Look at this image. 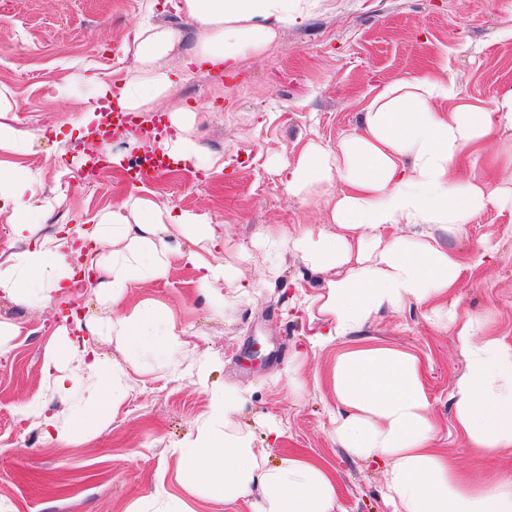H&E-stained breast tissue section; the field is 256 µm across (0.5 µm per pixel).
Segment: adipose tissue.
Masks as SVG:
<instances>
[{
	"instance_id": "1",
	"label": "adipose tissue",
	"mask_w": 512,
	"mask_h": 512,
	"mask_svg": "<svg viewBox=\"0 0 512 512\" xmlns=\"http://www.w3.org/2000/svg\"><path fill=\"white\" fill-rule=\"evenodd\" d=\"M175 9L195 28V59L229 66L245 53L264 51L281 28L305 18L304 0H177ZM180 46L179 30L144 28L136 37L134 69L122 83L98 82L81 101L75 130L100 122L114 106L123 112L155 109L182 80L165 64ZM169 119L174 135L153 141L152 149L184 169L223 170V157L191 134L197 112L179 110ZM505 134L512 135V90L488 107L458 100L439 67L425 68L384 87L366 105L359 131L333 147L309 143L294 162L279 164L293 197L332 190L327 223L291 231L265 224L254 234L269 252L298 254L311 271L325 274L321 291L300 300L316 314L315 349L356 335L375 314L409 302L430 305L446 319L466 360L454 389L457 426L489 459L512 447V343L486 336L479 319L449 305L465 264L438 233L462 230L491 207L512 209V180L493 186L461 173L464 160ZM35 138L18 127L0 93V213L8 212L19 240L0 260V297L17 304L51 302L92 286L112 309L86 323L84 336L56 334L47 342L46 389L72 395V415L60 419L36 402L21 410L47 442L64 443L92 435L116 417L132 374L152 363L172 365L190 344L169 308L151 299L128 305L131 286L166 280L178 263L192 268L194 284L209 302L221 289L245 294L250 285L217 259L233 242L226 224L210 212L158 201L139 186L64 235L26 243L27 232L57 203L56 196L38 192L40 176L23 161ZM184 240L190 249L181 248ZM100 336L117 341L125 363L100 357ZM72 362L77 371H69ZM330 384L336 439L349 454L385 465L390 512H512L511 473L491 488L478 487L435 447L437 423L418 355L362 342L339 353ZM245 403L236 389L212 391L195 433L173 448L182 486L204 487L210 499L224 504L252 499L253 512H340L333 477L318 460L292 452L266 468L250 440L231 431Z\"/></svg>"
}]
</instances>
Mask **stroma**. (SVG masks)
<instances>
[{"instance_id": "1", "label": "stroma", "mask_w": 512, "mask_h": 512, "mask_svg": "<svg viewBox=\"0 0 512 512\" xmlns=\"http://www.w3.org/2000/svg\"><path fill=\"white\" fill-rule=\"evenodd\" d=\"M308 16L281 29L261 54H246L238 67L213 69L193 63L195 31L168 0H0V85L21 127L40 131L25 162L41 173L44 190L64 196L38 236L84 220L122 198L112 170L95 181L80 177V140L69 132L80 100L96 73L122 81L134 64L132 47L141 27L172 26L183 36L175 67L186 77L159 106L165 114L197 111L195 131L224 169L197 181L193 171L150 182L156 198L183 209L211 211L229 226L234 243L221 253L225 266L254 282L256 292L225 293L223 308L208 304L193 284L191 268L175 265L167 280L131 288L130 302L153 299L170 307L190 333L189 350L176 368H149L132 383L120 413L87 440L64 446L44 443L39 428L20 410L38 400L49 411L69 413L72 401L48 393L41 365L46 344L59 327L75 330L105 309L84 294L62 304H16L0 299V321L21 334L0 356V503L10 512H130L142 503L159 512L156 483L183 494L195 512H251L249 504L205 500L204 489L182 492L176 481L174 445L192 433L208 409V391L227 385L245 390L247 403L235 426L252 442L264 467L278 466L288 451L321 460L334 474L342 512H389L386 475L349 455L337 442L328 412L326 379L336 349L308 352L309 319L293 307L296 286L318 291L323 274L299 256L267 255L253 242L256 228L323 223L325 199L301 201L286 192L277 165L294 161L308 142L336 145L360 129L365 104L383 87L432 62L448 66L457 97L490 105L512 89V0H307ZM72 96L57 99L56 85ZM468 176L501 180L512 173V137L489 143L477 160L464 162ZM467 265L452 293L459 310L482 319L489 335L512 341V210L487 209L447 237ZM278 265L274 287L268 269ZM361 339L421 357L435 444L473 480L494 485L512 472V448L498 459H481L455 422L452 393L465 358L451 329L428 306L406 304L370 319ZM261 359H249L253 345ZM304 350L300 388L279 375L295 350ZM212 359L206 385L196 369ZM278 425L283 444L268 445L266 430Z\"/></svg>"}]
</instances>
